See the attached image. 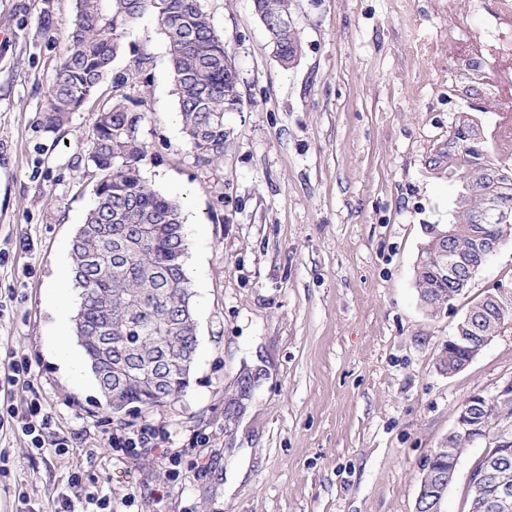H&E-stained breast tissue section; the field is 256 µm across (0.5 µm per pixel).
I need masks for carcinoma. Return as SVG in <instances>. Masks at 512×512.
Returning <instances> with one entry per match:
<instances>
[{
	"mask_svg": "<svg viewBox=\"0 0 512 512\" xmlns=\"http://www.w3.org/2000/svg\"><path fill=\"white\" fill-rule=\"evenodd\" d=\"M258 9L277 55L293 65L302 45L288 22L290 0H270ZM146 14L156 19L167 40L179 114L195 161L215 165L224 158V112L240 93L235 65L200 0H76L70 49L49 90L41 124L55 132L93 99L123 50L126 30ZM141 121L142 115L130 109L123 96L99 107L88 161L102 177L70 250L81 289L74 335L105 407L114 414L124 406L153 409L176 402L189 384L182 363L196 349L180 206L141 177L147 153ZM431 163L454 173L461 190L452 222L434 224L430 231L453 230L456 260L476 273L490 247L503 242L505 232L495 222L477 221L476 214L491 203L512 207V179L496 176L497 166L486 160V146L467 112L457 115L448 149ZM438 250L434 243L420 253L421 273L415 275L419 301L431 313L453 305L463 294L456 281L463 271L443 263ZM492 293L495 297L484 296L467 310L468 335L474 341L496 331L503 309L512 314V288ZM463 408L512 430V403L503 405L492 394ZM465 448L463 440L452 439L435 449L428 481H435V471ZM485 448V458L475 463V470L501 455L512 472V434L506 443L491 435Z\"/></svg>",
	"mask_w": 512,
	"mask_h": 512,
	"instance_id": "1",
	"label": "carcinoma"
}]
</instances>
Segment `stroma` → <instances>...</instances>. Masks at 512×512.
Instances as JSON below:
<instances>
[{"label":"stroma","mask_w":512,"mask_h":512,"mask_svg":"<svg viewBox=\"0 0 512 512\" xmlns=\"http://www.w3.org/2000/svg\"><path fill=\"white\" fill-rule=\"evenodd\" d=\"M201 4L243 100L212 167L169 120L178 99L153 17L128 28L95 102L52 133L41 116L75 0H0V354L31 364L15 407L39 394L70 439L37 452L0 431V512L96 490L115 512H416L421 464L458 409L512 377V330L459 372L438 362L473 300L512 286V240L451 307L425 311L414 286L424 227L451 221L457 193L430 164L456 113L447 6L291 0L303 52L285 67L252 0ZM117 93L144 116L142 177L182 206L198 349L177 404L115 417L93 375L75 383L58 363L49 289L100 178L83 141ZM144 424L164 438L108 452L112 431Z\"/></svg>","instance_id":"obj_1"}]
</instances>
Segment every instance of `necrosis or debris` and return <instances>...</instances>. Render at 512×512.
Segmentation results:
<instances>
[{
	"label": "necrosis or debris",
	"instance_id": "necrosis-or-debris-1",
	"mask_svg": "<svg viewBox=\"0 0 512 512\" xmlns=\"http://www.w3.org/2000/svg\"><path fill=\"white\" fill-rule=\"evenodd\" d=\"M484 22L472 27L457 22V0L448 5V97L466 103L479 100L496 115L492 127L480 130L490 163L512 161V0H469Z\"/></svg>",
	"mask_w": 512,
	"mask_h": 512
}]
</instances>
